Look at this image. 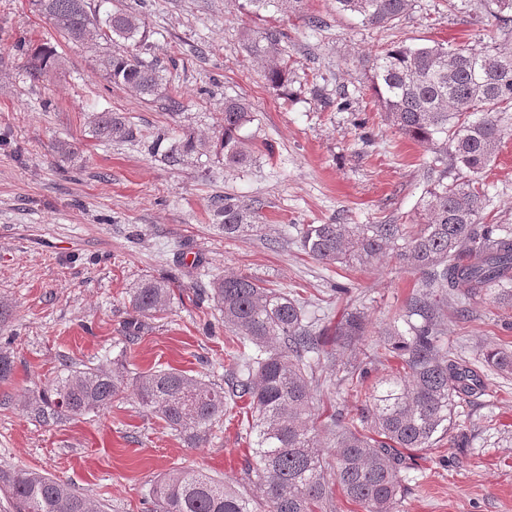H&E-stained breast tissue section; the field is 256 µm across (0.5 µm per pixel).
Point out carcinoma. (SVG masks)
<instances>
[{"mask_svg":"<svg viewBox=\"0 0 512 512\" xmlns=\"http://www.w3.org/2000/svg\"><path fill=\"white\" fill-rule=\"evenodd\" d=\"M66 39L87 46L99 40L145 41L139 20L121 8L103 20L87 10L86 0H33ZM257 13L274 7L295 13L305 0H246ZM336 12L378 27L404 14L411 0H334ZM490 16L512 22V0H490ZM284 33L266 29L247 38L248 51L263 62L268 85L287 82L282 58ZM54 58L40 47L30 53L28 77L35 79ZM109 77L136 93L165 98L156 68L137 55L114 54L106 61ZM370 90L385 120L415 142L435 147L433 168L440 177L422 197L425 223L413 232L402 224H306L299 229L303 250L322 263L370 262L390 251L402 266L420 274V289L379 338V348L394 354L406 378L382 380L357 416L330 417L325 427L335 449L328 460L318 449L312 387L319 385L321 359L355 347L365 336L361 311H351L334 329V349H322L320 332L307 320L306 306L288 293L268 288L242 274L215 276L207 287L224 316L236 347V372L223 387L175 368L130 375L126 362L110 368L63 364L48 386L27 393L25 406L44 422L104 412L112 399L129 390L138 403L160 417L184 441L207 442L224 410L247 401L256 413L249 426L256 484L263 488L264 512H332L330 480L364 512H394L401 493L402 450H422L434 436L450 430L458 399L483 391V371L440 342L441 304L460 306L476 298L512 306V225L482 224L484 190L478 176L496 158L502 125L512 110V50L496 46L448 48L444 44H395L372 59ZM249 105L224 99V128L216 149L224 164L247 159L243 128ZM93 134L108 141L136 136L117 112L92 113ZM204 144L187 130L158 138L153 150L171 167L184 165ZM467 172L451 183L448 166ZM214 217L224 236L252 224L254 210L226 196L215 202ZM172 293L163 281L145 279L134 286L131 302L143 319L167 312ZM498 373L512 375V351L483 353ZM0 490L12 512H99L89 494L34 471L0 468ZM153 512H253L252 499L190 467H176L152 489Z\"/></svg>","mask_w":512,"mask_h":512,"instance_id":"1","label":"carcinoma"}]
</instances>
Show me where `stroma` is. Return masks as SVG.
<instances>
[{
  "instance_id": "35a3bbf8",
  "label": "stroma",
  "mask_w": 512,
  "mask_h": 512,
  "mask_svg": "<svg viewBox=\"0 0 512 512\" xmlns=\"http://www.w3.org/2000/svg\"><path fill=\"white\" fill-rule=\"evenodd\" d=\"M146 31V50L117 40L97 49L68 42L33 0H0V300L14 315L11 382L0 384V466L38 471L87 493L103 512H147L149 490L188 466L261 501L248 469L245 403L215 424L207 443L188 447L158 415L123 393L106 412L46 424L26 412L27 391L47 385L63 361L103 367L125 355L131 371L176 368L223 383L230 335L200 282L219 273L260 279L305 299L310 317L336 326L363 311L368 332L351 363L371 381L398 376L397 359H374L383 328L418 290V273L392 255L367 264H325L303 252L305 224H403L417 229L426 186L436 180L430 146L383 119L368 76L375 54L397 43L454 48L497 44L512 34L486 17V0H412L390 26L337 14L331 0H308L305 15L253 13L245 0H116ZM321 18L320 27L308 16ZM276 27L288 85L270 87L246 49L247 33ZM52 46L55 61L37 81L18 51ZM140 52L160 61L168 112L110 82L105 60ZM252 106L246 165L217 154L225 98ZM118 112L136 138L92 136L91 113ZM190 130L209 148L173 168L151 152L157 135ZM70 143L69 153L54 144ZM481 220L512 224V123L495 162L480 176ZM229 195L254 207L259 228L237 238L218 230L212 200ZM169 283L167 313L136 328L131 287ZM344 284L348 294L334 293ZM459 316L444 308L441 343L481 363L488 348L512 349V307L479 300ZM341 365L322 362L313 389L319 415L356 413L363 393L331 387ZM395 512H512V375L486 371L482 394L458 403L454 425L424 450L406 454Z\"/></svg>"
}]
</instances>
